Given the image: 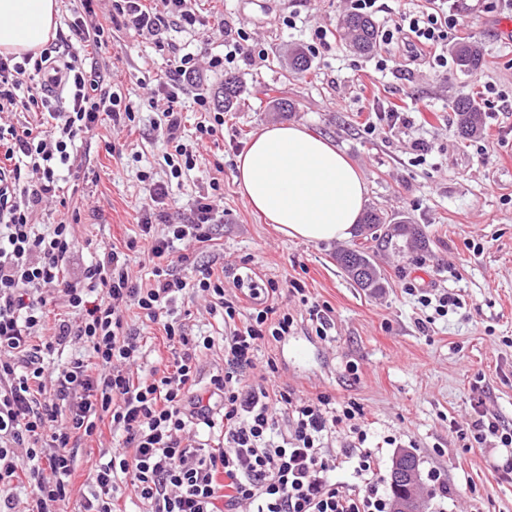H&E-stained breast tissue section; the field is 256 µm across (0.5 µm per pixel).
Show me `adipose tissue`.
<instances>
[{
  "mask_svg": "<svg viewBox=\"0 0 512 512\" xmlns=\"http://www.w3.org/2000/svg\"><path fill=\"white\" fill-rule=\"evenodd\" d=\"M57 6L58 0H0V54L19 58L39 50ZM234 179L248 206L288 239H349L364 213L361 173L330 141L297 124H272L254 134Z\"/></svg>",
  "mask_w": 512,
  "mask_h": 512,
  "instance_id": "obj_1",
  "label": "adipose tissue"
}]
</instances>
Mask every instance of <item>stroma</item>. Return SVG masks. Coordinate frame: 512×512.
<instances>
[{
	"mask_svg": "<svg viewBox=\"0 0 512 512\" xmlns=\"http://www.w3.org/2000/svg\"><path fill=\"white\" fill-rule=\"evenodd\" d=\"M467 2L448 43L469 39L483 47L486 65L472 76L453 66L444 72L407 66L408 47L399 41L372 55L355 53L340 28L352 11L350 0H209L205 26L193 34L169 29L159 44L112 29L105 55L90 46L81 53L106 66L114 90L140 101L134 126L107 121L97 135L77 141L80 167L62 181L68 204L48 205L37 221L54 224L64 209L78 211L74 277L105 247L137 239L138 217L151 205L142 175L169 176L161 115L149 106L148 90L164 84L173 49L218 53L226 31L243 33L268 59L240 58L230 66L244 100L225 113L224 130L210 143L211 164L170 183L165 212L178 220L188 201L219 180L224 221L197 253V264L222 266L228 289L245 262L280 287L295 281L305 288L307 302L287 299L301 326L261 354L276 358L282 382L297 394L323 392L359 404L383 486L391 484L393 457L406 449L415 454L419 479L430 492L426 512H512V475L503 469L507 450L470 448L460 438L482 414L512 430V42L499 33L496 0ZM217 12L223 24L211 22ZM291 12L296 24L289 28L282 18ZM320 27L328 31L322 42L315 38ZM296 48L310 58L307 73L288 66ZM382 56L393 60L384 71L377 66ZM225 75L206 77L213 105L222 103ZM465 94L490 101L482 133L467 140L458 136L452 112L453 101ZM280 97L295 105L292 123L329 139L360 171L368 207L420 226L426 248L377 254L387 279L382 294L357 288L338 267L340 242L285 238L240 195L237 158L253 133L282 122L271 109ZM394 108L410 117V125L391 128L380 120ZM422 141L433 147L425 156L417 148ZM486 141L495 146L487 157L481 154ZM416 277L458 295L460 307L433 315L404 288ZM311 302L329 309V341L306 321ZM111 445L106 431L79 448L67 512H77L78 501L94 492L89 468ZM443 482L450 488L446 497L439 491Z\"/></svg>",
	"mask_w": 512,
	"mask_h": 512,
	"instance_id": "obj_1",
	"label": "stroma"
}]
</instances>
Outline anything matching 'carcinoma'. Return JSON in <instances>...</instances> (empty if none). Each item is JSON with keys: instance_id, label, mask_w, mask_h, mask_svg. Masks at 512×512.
<instances>
[{"instance_id": "carcinoma-1", "label": "carcinoma", "mask_w": 512, "mask_h": 512, "mask_svg": "<svg viewBox=\"0 0 512 512\" xmlns=\"http://www.w3.org/2000/svg\"><path fill=\"white\" fill-rule=\"evenodd\" d=\"M342 29L350 46L360 54L371 53L378 42V29L373 20L362 14L351 13L342 22ZM456 65L460 72L475 74L484 66L481 47L474 41L458 44L454 51ZM288 65L296 73L310 68V61L301 49H295L288 58ZM240 82L235 77L224 79V110L229 111L240 104ZM456 112L459 136L467 139L477 135L482 128L480 103L473 96H461L453 102ZM359 234L372 242L369 247L346 249L336 253V263L350 280L364 291L378 294L385 288L386 280L374 260V254L389 248H399L398 240L406 238L420 248L426 247L422 230L402 217H393L380 210H367L359 224Z\"/></svg>"}]
</instances>
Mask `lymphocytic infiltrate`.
<instances>
[{"mask_svg":"<svg viewBox=\"0 0 512 512\" xmlns=\"http://www.w3.org/2000/svg\"><path fill=\"white\" fill-rule=\"evenodd\" d=\"M197 0H120L112 22L134 35L159 40L171 27L194 28ZM459 17L452 0H428L425 9L403 15L381 39H404L412 60L447 69L444 48ZM50 43L21 59L0 55V115L44 112L47 126L0 122V512H64L74 492L77 448L82 440L112 432L107 461L91 470L96 490L81 512H112L131 494L143 512H390L391 498L375 476L366 447L363 413L352 400L321 393L302 397L279 383L275 358L259 362L263 345L293 335L298 319L276 302L285 290L275 281L235 278L193 266L190 248L212 239L219 198L196 196L180 222L170 223L162 204L168 186L148 181L154 209L138 220V241L110 247L80 279L68 276L76 248L73 226L60 221L41 228L34 217L59 190L77 140L94 133L102 117L134 122L138 105L108 88L100 70L78 55L58 58ZM255 50L229 41L224 55L200 63L197 54L175 55L163 92H151L160 107L169 147L170 175L182 177L205 161L207 141L224 124L200 82L204 71L224 69ZM59 75L67 104L35 87L38 77ZM205 117L194 148L178 131L174 105L190 81ZM143 249L155 265L151 282L133 279L128 251ZM204 297L209 315L220 317L218 334L196 336L191 311H174L176 300ZM63 298L78 320L62 319L48 339L37 333L54 298ZM136 311L138 324L126 319ZM162 331L169 353L147 375H134L148 330ZM224 366L207 374L202 358L215 343ZM77 345L79 355L58 364L56 350ZM344 434L341 452L331 451ZM350 462L356 483L336 481L338 459ZM28 490L19 502L18 487Z\"/></svg>","mask_w":512,"mask_h":512,"instance_id":"lymphocytic-infiltrate-1","label":"lymphocytic infiltrate"}]
</instances>
